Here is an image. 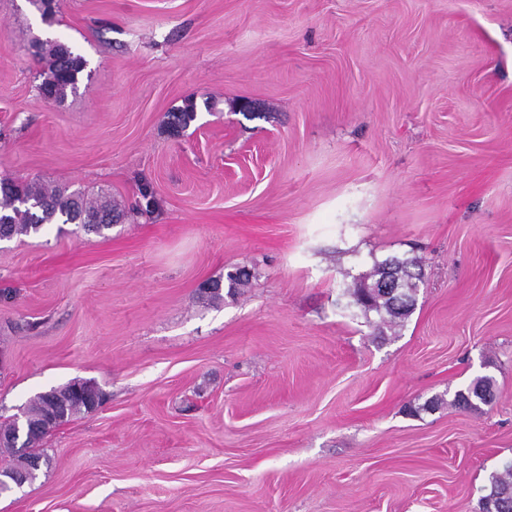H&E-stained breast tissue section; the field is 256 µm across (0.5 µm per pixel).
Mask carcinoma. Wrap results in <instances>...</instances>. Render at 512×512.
Segmentation results:
<instances>
[{
    "instance_id": "carcinoma-1",
    "label": "carcinoma",
    "mask_w": 512,
    "mask_h": 512,
    "mask_svg": "<svg viewBox=\"0 0 512 512\" xmlns=\"http://www.w3.org/2000/svg\"><path fill=\"white\" fill-rule=\"evenodd\" d=\"M38 54L48 59L39 86L47 100L61 101L74 93L88 60L72 45L59 39L36 41ZM196 114L193 100L168 115V123L185 127ZM114 209L98 203L80 191L39 183H23L10 178L0 180V240L40 234L48 224H79L98 235L112 229ZM420 260L416 257L386 260L375 266L369 281L352 291L355 304L366 311L384 314L392 321L407 318L413 311L420 288ZM495 396L494 379L484 375L455 393L452 404L462 409L489 405ZM101 392L90 381L74 380L37 395L18 410L9 422L0 424V453L12 457L0 478L11 479L25 472L31 458H42L39 442L59 424L89 412L100 403ZM483 512H512V469L491 476L489 492L483 497Z\"/></svg>"
}]
</instances>
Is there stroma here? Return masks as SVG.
Listing matches in <instances>:
<instances>
[{
  "label": "stroma",
  "mask_w": 512,
  "mask_h": 512,
  "mask_svg": "<svg viewBox=\"0 0 512 512\" xmlns=\"http://www.w3.org/2000/svg\"><path fill=\"white\" fill-rule=\"evenodd\" d=\"M56 3L0 0V178L124 215L0 242V422L104 400L0 512H482L512 466V0ZM48 38L89 62L61 102ZM394 256L423 280L390 324L347 290ZM495 396L494 379L484 375L476 378L468 387L459 390L453 398V405L462 409H478L479 405H489Z\"/></svg>",
  "instance_id": "stroma-1"
}]
</instances>
